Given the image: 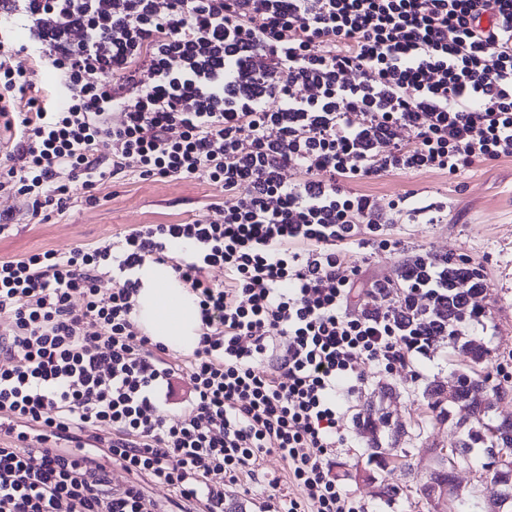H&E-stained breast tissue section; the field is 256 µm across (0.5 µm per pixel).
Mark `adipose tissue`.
<instances>
[{
  "mask_svg": "<svg viewBox=\"0 0 512 512\" xmlns=\"http://www.w3.org/2000/svg\"><path fill=\"white\" fill-rule=\"evenodd\" d=\"M138 277L141 287L133 311L138 327L171 349L193 351L201 339L196 295L164 264L145 263Z\"/></svg>",
  "mask_w": 512,
  "mask_h": 512,
  "instance_id": "adipose-tissue-1",
  "label": "adipose tissue"
}]
</instances>
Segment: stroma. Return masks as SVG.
Returning a JSON list of instances; mask_svg holds the SVG:
<instances>
[{
  "label": "stroma",
  "mask_w": 512,
  "mask_h": 512,
  "mask_svg": "<svg viewBox=\"0 0 512 512\" xmlns=\"http://www.w3.org/2000/svg\"><path fill=\"white\" fill-rule=\"evenodd\" d=\"M357 187L386 203L409 192L445 202L448 217L443 224H393L389 237L408 248H425L479 264L484 276L482 304L488 318L486 328H475L469 336L489 350L483 373L490 385L507 389V400L496 402L492 414L512 413V158L492 164H473L458 174L439 172L393 175L366 179ZM89 193L75 187L66 213L39 221L25 214L20 202L0 197V211L14 215L11 235L0 238V260L45 250L94 246L136 225L188 224L212 217L213 204L224 201L221 187L206 178L181 180L109 179L97 183L92 194L96 204L86 202ZM348 266L361 270L364 278L393 275L396 251L372 244L352 247L345 253ZM468 357L460 346L443 344L432 359L393 371L374 364L364 367L365 382L344 404L347 417H354L366 402L385 408L404 426L398 447L419 458L424 448H452L463 436L466 411L452 406V419L437 423L423 397L425 386L447 385L453 374L465 369ZM369 437L348 426L347 440L330 461L341 487L361 501L364 512H427L426 506L411 507L405 496L380 499L375 487L355 482L350 475L364 470Z\"/></svg>",
  "instance_id": "35a3bbf8"
}]
</instances>
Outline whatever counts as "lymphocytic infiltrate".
I'll return each instance as SVG.
<instances>
[{"label": "lymphocytic infiltrate", "instance_id": "lymphocytic-infiltrate-1", "mask_svg": "<svg viewBox=\"0 0 512 512\" xmlns=\"http://www.w3.org/2000/svg\"><path fill=\"white\" fill-rule=\"evenodd\" d=\"M0 126V192L34 217L66 212L73 183L131 174L224 190L205 220L0 261V512H160L142 476L224 512L268 455L285 480L262 512H362L326 465L341 397L362 364L429 356V324L467 335L475 318L442 305L482 279L390 239L393 277L362 279L348 247L445 209L356 184L512 158V0H0ZM147 262L199 300V345L175 363L131 317ZM181 381L193 413L174 420Z\"/></svg>", "mask_w": 512, "mask_h": 512}]
</instances>
